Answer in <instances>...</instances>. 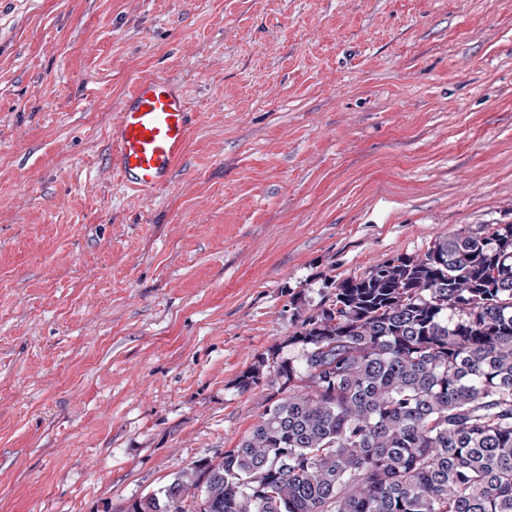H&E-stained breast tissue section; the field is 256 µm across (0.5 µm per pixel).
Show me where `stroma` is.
Instances as JSON below:
<instances>
[{
	"mask_svg": "<svg viewBox=\"0 0 512 512\" xmlns=\"http://www.w3.org/2000/svg\"><path fill=\"white\" fill-rule=\"evenodd\" d=\"M198 115L170 184L119 100ZM512 223V0H0V512H124L233 448L332 281ZM116 112L110 136L121 182L136 191L167 184L195 121L182 92L163 77L144 75Z\"/></svg>",
	"mask_w": 512,
	"mask_h": 512,
	"instance_id": "obj_1",
	"label": "stroma"
}]
</instances>
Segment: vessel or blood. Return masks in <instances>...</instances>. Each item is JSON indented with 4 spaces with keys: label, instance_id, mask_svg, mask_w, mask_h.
Returning a JSON list of instances; mask_svg holds the SVG:
<instances>
[{
    "label": "vessel or blood",
    "instance_id": "1",
    "mask_svg": "<svg viewBox=\"0 0 512 512\" xmlns=\"http://www.w3.org/2000/svg\"><path fill=\"white\" fill-rule=\"evenodd\" d=\"M193 124L182 92L169 80L138 78L118 105L110 133L121 182L136 191L167 184L185 153Z\"/></svg>",
    "mask_w": 512,
    "mask_h": 512
}]
</instances>
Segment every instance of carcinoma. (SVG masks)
Segmentation results:
<instances>
[{
  "label": "carcinoma",
  "instance_id": "obj_1",
  "mask_svg": "<svg viewBox=\"0 0 512 512\" xmlns=\"http://www.w3.org/2000/svg\"><path fill=\"white\" fill-rule=\"evenodd\" d=\"M288 344L238 445L124 512H512V224L337 282Z\"/></svg>",
  "mask_w": 512,
  "mask_h": 512
}]
</instances>
